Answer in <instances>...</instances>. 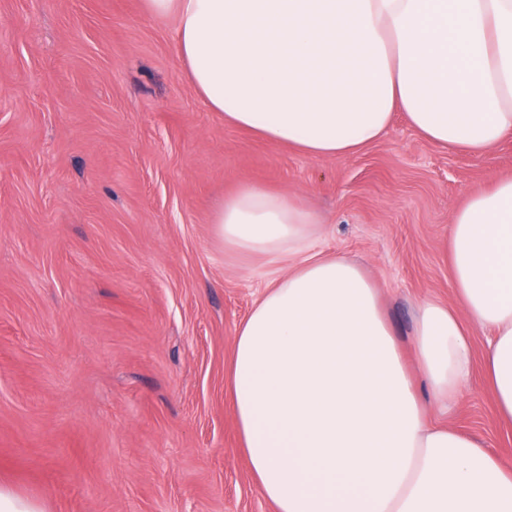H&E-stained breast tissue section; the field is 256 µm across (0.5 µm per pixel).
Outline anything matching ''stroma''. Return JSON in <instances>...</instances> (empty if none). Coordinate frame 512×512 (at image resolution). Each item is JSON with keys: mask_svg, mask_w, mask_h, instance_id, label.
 I'll list each match as a JSON object with an SVG mask.
<instances>
[{"mask_svg": "<svg viewBox=\"0 0 512 512\" xmlns=\"http://www.w3.org/2000/svg\"><path fill=\"white\" fill-rule=\"evenodd\" d=\"M175 21L143 0H0V485L44 512H275L228 401L262 291L211 216L262 183L322 216L318 250L370 271L404 354L421 301L453 302L445 241L512 177V137L471 155L395 114L348 158L311 160L210 111ZM461 401L431 418L512 467L473 329Z\"/></svg>", "mask_w": 512, "mask_h": 512, "instance_id": "stroma-1", "label": "stroma"}]
</instances>
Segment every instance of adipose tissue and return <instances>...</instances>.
<instances>
[{"label": "adipose tissue", "mask_w": 512, "mask_h": 512, "mask_svg": "<svg viewBox=\"0 0 512 512\" xmlns=\"http://www.w3.org/2000/svg\"><path fill=\"white\" fill-rule=\"evenodd\" d=\"M176 21L190 83L226 122L312 159L357 154L395 113L446 148L512 136V0H144ZM224 247L268 283L240 324L230 405L277 512H512V469L431 424L413 379L450 408L471 373L468 330L512 423V179L453 217L456 302L420 304L413 359L356 263L314 251L320 216L241 183L212 216Z\"/></svg>", "instance_id": "1"}]
</instances>
